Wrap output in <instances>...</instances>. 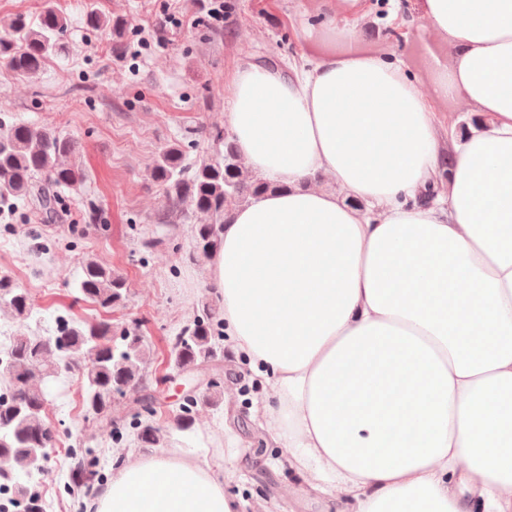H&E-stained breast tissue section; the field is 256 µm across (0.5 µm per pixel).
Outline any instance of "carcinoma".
Here are the masks:
<instances>
[{
  "label": "carcinoma",
  "mask_w": 512,
  "mask_h": 512,
  "mask_svg": "<svg viewBox=\"0 0 512 512\" xmlns=\"http://www.w3.org/2000/svg\"><path fill=\"white\" fill-rule=\"evenodd\" d=\"M84 25L119 39L126 21L90 10ZM67 28V18L55 9L52 0H45L35 18L19 13L0 20V62L20 77L38 78L44 63L63 52L61 36ZM80 155V143L57 129L0 119V202L30 201L43 219L53 220L57 192L85 181ZM149 179L162 188L165 198L158 223L166 227L193 225L196 253L203 263L221 249L224 224L234 209L279 190L278 185L246 167L233 137L218 128L209 133L207 147L191 162L180 142L165 145L149 169ZM78 291L84 300L110 310L124 301L127 285L112 268L86 257ZM219 309L220 297L205 300L200 314L175 336L174 368L208 363L224 351V335L215 329ZM32 310L30 294L0 275V312L18 324L9 357L0 367L8 382L6 395H0V512H17L21 502L27 505V512H45L37 484L18 481L20 476L40 473L41 462L49 455L47 424L42 416L45 382L69 370L77 371L86 411L102 415L111 409L113 393L121 394L124 388L146 381L150 358L149 346L134 331L117 339L109 322L62 316L56 320L55 336L64 339L66 349L51 357L40 345L42 337L26 331ZM221 399L218 390L187 397L178 416L180 427L190 428L199 404L216 406ZM138 425V440L143 445L153 448L162 444V428L149 422ZM70 459L67 490L94 494V450L80 443L70 452Z\"/></svg>",
  "instance_id": "1"
}]
</instances>
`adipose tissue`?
Segmentation results:
<instances>
[{"instance_id": "adipose-tissue-1", "label": "adipose tissue", "mask_w": 512, "mask_h": 512, "mask_svg": "<svg viewBox=\"0 0 512 512\" xmlns=\"http://www.w3.org/2000/svg\"><path fill=\"white\" fill-rule=\"evenodd\" d=\"M363 8L305 27L304 71H233L224 123L279 190L208 264L226 344L280 446L354 512H512V0H421L448 50L435 98L485 118L449 144L406 70L359 48ZM212 438L126 462L92 512H238Z\"/></svg>"}]
</instances>
